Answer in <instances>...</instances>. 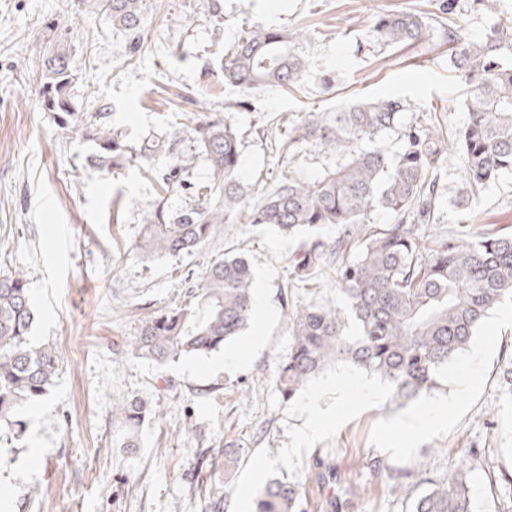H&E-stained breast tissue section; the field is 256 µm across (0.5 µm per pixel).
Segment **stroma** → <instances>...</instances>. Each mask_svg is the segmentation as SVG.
Instances as JSON below:
<instances>
[{"mask_svg":"<svg viewBox=\"0 0 512 512\" xmlns=\"http://www.w3.org/2000/svg\"><path fill=\"white\" fill-rule=\"evenodd\" d=\"M143 0L139 48L102 14L78 0H0V276L26 275L36 322L31 341L55 348L60 369L47 395L19 415L23 430H0V512H243L257 484L288 479L306 490L305 512H411L417 496L461 467L470 469L473 512H502L512 488V409L502 402L512 360V304L493 310L468 350L448 365L440 390L398 406L373 374L331 365L290 402L276 378L292 339L286 310L326 299L343 307L336 277L292 283L298 239L251 224H226L191 253L148 257L136 250L142 211L156 185L141 170L90 167L92 141L60 128L40 103L33 68L50 24L71 34L79 78L77 112H107L108 123L140 144L172 122L193 126L231 114L241 137L240 176L256 205L291 171L279 141L302 116L342 104L394 97L434 111L442 128L467 120L462 83L443 26L482 38L493 23L483 0ZM422 11L425 41L385 46L369 32L380 9ZM253 26L301 32L309 75L292 91L241 92L204 53ZM332 86H324L323 77ZM461 156L444 169L435 231L458 225L512 230V172L458 208ZM244 253L262 281L269 318L248 325L224 349L163 364L132 347L144 320L190 301L188 281L216 258ZM261 332L259 345L250 336ZM380 388L378 396L366 386ZM161 415L137 431L138 447L119 448L124 429L112 415L122 399ZM448 409L444 428L399 430L430 405ZM322 421L317 433L309 423ZM237 463L224 471V454ZM424 470H417L419 458ZM381 465L398 476L391 492L372 480Z\"/></svg>","mask_w":512,"mask_h":512,"instance_id":"35a3bbf8","label":"stroma"}]
</instances>
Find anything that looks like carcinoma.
<instances>
[{
  "label": "carcinoma",
  "instance_id": "1",
  "mask_svg": "<svg viewBox=\"0 0 512 512\" xmlns=\"http://www.w3.org/2000/svg\"><path fill=\"white\" fill-rule=\"evenodd\" d=\"M124 31L139 46L144 15L141 0H81ZM373 36L389 45L414 44L427 37L423 17L411 11H386ZM456 69L469 90L463 105L464 128L446 137L427 120L405 125L404 102L395 98L358 101L334 112L312 113L280 152L293 162L304 144L317 143L333 161L315 178L300 173L283 178L264 199L245 209L247 188L240 181V137L229 117L198 121L190 129L186 152L161 169H149L156 197L143 211L144 230L136 249L148 256H177L194 250L223 224L268 226L288 236L323 225L344 228L328 244L308 237L293 258L295 280L310 282L323 267L336 270L345 309L310 301L287 313L292 336L277 390L293 400L324 368L344 363L378 376L400 405L440 386L448 363L466 351L491 312L512 301V232L488 230L477 236L469 226L444 237L426 234L439 206L440 174L450 151L464 157L457 194L462 208L500 174L512 172V67L500 62L512 42V15H499L479 41L459 39ZM293 33L251 28L220 57L224 83L245 95L268 87H300L309 63ZM43 110L61 126L78 124L93 141L92 163L102 170L139 167L161 147L179 143L180 131L140 147L108 126L107 113L75 118L70 96L76 80L68 29L55 31L52 43L35 59ZM399 131L398 149L388 154L382 138ZM206 162L207 181H197L195 161ZM189 195L194 204L173 209L168 197ZM374 210L394 215L396 223H368ZM254 275L241 253L224 254L195 280L194 304L157 311L141 325L136 355L158 363L185 355H208L233 341L252 317ZM35 311L25 274L0 277V428L20 424V408L47 395L58 369L47 346L30 343ZM357 333L347 334L349 323ZM151 409L141 401L112 407L127 432L117 448H136L134 431ZM255 512H303L299 485L270 480L257 492ZM412 512H473L467 472L416 498Z\"/></svg>",
  "mask_w": 512,
  "mask_h": 512
}]
</instances>
